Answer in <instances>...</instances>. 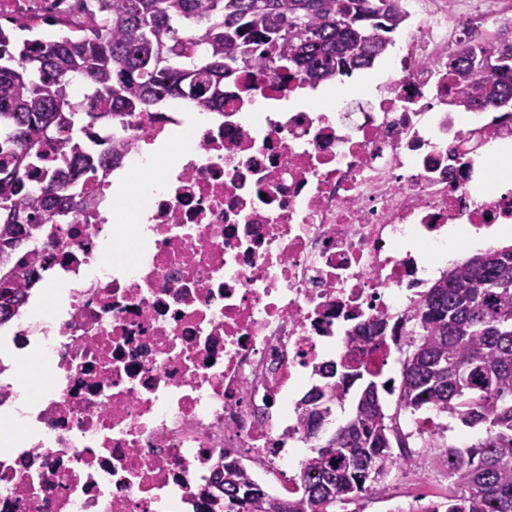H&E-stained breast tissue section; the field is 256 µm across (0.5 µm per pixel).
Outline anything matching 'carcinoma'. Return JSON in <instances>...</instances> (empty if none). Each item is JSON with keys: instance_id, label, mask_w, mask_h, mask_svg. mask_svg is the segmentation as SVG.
Here are the masks:
<instances>
[{"instance_id": "carcinoma-1", "label": "carcinoma", "mask_w": 512, "mask_h": 512, "mask_svg": "<svg viewBox=\"0 0 512 512\" xmlns=\"http://www.w3.org/2000/svg\"><path fill=\"white\" fill-rule=\"evenodd\" d=\"M408 13L401 0H99L88 34L70 29L16 46L0 28V315L20 304L34 265L12 262L55 207V194L97 167H114L121 149L97 157L77 129L169 99L224 109V83L251 62L290 80L315 82L374 66ZM86 82L75 103L72 81ZM448 105L512 113V27L474 42L463 31L448 55ZM52 139L67 168L43 174L41 191L24 174ZM443 272L394 320L358 327L400 354L397 386L354 365L324 373L300 400L303 435L314 442L302 463V493L275 500L236 460L224 459L223 512H335L364 497L387 498L388 477L420 448L424 467L448 478V492L426 512H512V246L491 248ZM397 395L387 413L380 391ZM350 412L330 440L336 408ZM412 424L402 427L400 417ZM480 428L467 448L448 440L453 424Z\"/></svg>"}]
</instances>
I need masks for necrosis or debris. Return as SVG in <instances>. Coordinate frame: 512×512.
<instances>
[{"label": "necrosis or debris", "mask_w": 512, "mask_h": 512, "mask_svg": "<svg viewBox=\"0 0 512 512\" xmlns=\"http://www.w3.org/2000/svg\"><path fill=\"white\" fill-rule=\"evenodd\" d=\"M89 0H0V19L83 26ZM407 25L376 92L329 112L256 67L224 88L158 176L137 223L112 224L128 165L149 168L190 115L148 107L99 129L118 166L59 197L63 220L27 249L48 260L50 308L27 296L1 341L0 512H204L225 454L280 497L300 489L296 393L350 358L392 352L357 327L412 304L435 262L472 245L449 234L512 224V180L483 163L512 143V115L448 109L450 36L487 15L404 0ZM35 363L30 393L19 367Z\"/></svg>", "instance_id": "1"}]
</instances>
